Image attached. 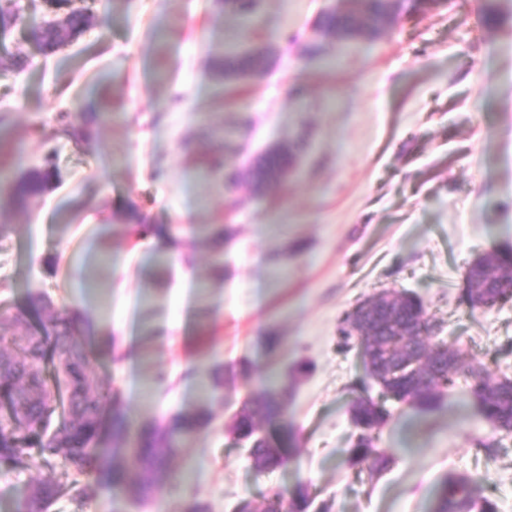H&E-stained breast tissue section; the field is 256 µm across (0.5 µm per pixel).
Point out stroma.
<instances>
[{"instance_id": "stroma-1", "label": "stroma", "mask_w": 512, "mask_h": 512, "mask_svg": "<svg viewBox=\"0 0 512 512\" xmlns=\"http://www.w3.org/2000/svg\"><path fill=\"white\" fill-rule=\"evenodd\" d=\"M494 0L397 10L378 37L319 36L348 0H86L99 19L43 54L29 28L0 42V183L53 167L41 194L0 209V301L12 333L34 331L32 289L78 325L102 387L138 421L210 405L214 419L147 506L113 490L111 434L98 472L79 475L93 512H209L243 499L261 512L274 490L306 484L330 512H430L448 471L483 478L512 512V435L479 414L468 382L428 416L395 406L377 446L391 466L373 480L348 463L351 401L378 396L339 328L381 292L417 297L438 330L485 375L512 378V303H463L478 255L512 249V14ZM319 57H310L312 43ZM262 45L260 76L228 84L229 49ZM299 145L287 180L254 193L247 170L271 144ZM218 152L222 168L201 160ZM153 231L138 237L139 225ZM110 328L123 359L101 353ZM300 363L288 393L287 463L256 472L226 429L272 369ZM224 367V391L202 385ZM167 381L155 382L157 373ZM496 442L489 458L476 440ZM62 466L0 470V512Z\"/></svg>"}]
</instances>
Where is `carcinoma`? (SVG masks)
Masks as SVG:
<instances>
[{"mask_svg": "<svg viewBox=\"0 0 512 512\" xmlns=\"http://www.w3.org/2000/svg\"><path fill=\"white\" fill-rule=\"evenodd\" d=\"M392 5L385 0L353 3L345 11L323 16L320 27L325 34L340 40L351 39L368 25L380 28ZM23 20L17 0H0V40L11 25ZM37 42L46 49L63 45L69 30L35 29ZM266 67L261 51L228 53L220 64L224 77L233 79L257 73ZM295 147L276 144L255 162L256 188L280 182L285 170L294 163ZM52 171L28 173L0 189V208L17 205L25 197L40 192ZM494 288H475L473 292L484 308L512 303V251L494 252ZM354 311L346 313L339 329L342 346H356L360 352L374 355L382 372L380 393L376 398L360 395L353 400L351 421L358 430L349 463L371 462L370 473L387 469L392 459L376 448L379 433L391 415L388 403L402 404L418 412L435 410L441 393L460 380H473L483 417L498 432L512 434V379H492L476 372L456 348L446 344L428 351L419 336H407L401 322L420 321L426 331L432 328L422 306L401 304L396 325L375 332L353 322ZM11 317L0 312V402L7 414L0 418V468L21 466L27 459L39 457L50 465L59 460L80 474L99 468L103 449L100 433L107 411H112V456H128V465L112 467V488L131 492L141 502L151 500L164 485L178 480L170 461L181 452L179 444L211 423L207 406L175 415L164 426L137 424L128 414L121 393L104 389L89 372L91 351L75 336L66 319H48L41 329L25 336H6ZM55 366V385L49 386L42 368L47 359ZM288 374L270 372L264 382L262 399L247 402L236 414L232 432L237 442L248 447L252 467L269 472L286 461L284 450L259 433L263 418L282 417L287 410ZM67 495L77 512L90 495L89 487L76 481L49 479L32 486L19 512H46L51 502ZM313 498L304 486L290 495L274 491L265 501L264 512H308ZM432 512H497V504L485 495L483 482L464 472L450 471L443 481Z\"/></svg>", "mask_w": 512, "mask_h": 512, "instance_id": "1", "label": "carcinoma"}]
</instances>
